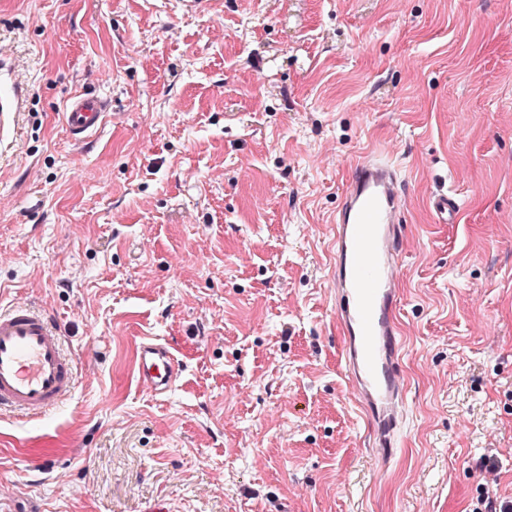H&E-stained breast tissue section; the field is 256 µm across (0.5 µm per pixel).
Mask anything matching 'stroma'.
<instances>
[{
	"label": "stroma",
	"mask_w": 512,
	"mask_h": 512,
	"mask_svg": "<svg viewBox=\"0 0 512 512\" xmlns=\"http://www.w3.org/2000/svg\"><path fill=\"white\" fill-rule=\"evenodd\" d=\"M0 72L26 93L0 133V306L48 314L77 368L59 410L0 415V512L512 500V0H0ZM76 92L111 102L84 146ZM374 147L409 189L386 462L331 292ZM147 336L183 366L162 396L134 380ZM432 208L438 217L439 223L454 224L459 213L456 199L448 194H440L433 198Z\"/></svg>",
	"instance_id": "stroma-1"
}]
</instances>
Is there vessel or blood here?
Wrapping results in <instances>:
<instances>
[{"label": "vessel or blood", "instance_id": "vessel-or-blood-1", "mask_svg": "<svg viewBox=\"0 0 512 512\" xmlns=\"http://www.w3.org/2000/svg\"><path fill=\"white\" fill-rule=\"evenodd\" d=\"M107 99L88 93L70 96L65 123L74 142L101 126ZM408 188L398 165L385 154L358 161L334 218L336 318L344 327V359L359 402L370 414L380 459L391 458L406 418L405 386L398 370L404 342L396 312L400 303V258ZM440 223L457 220L459 205L448 194L433 198ZM182 366L171 348L153 337L139 345L138 385L163 395L180 379ZM74 365L50 318L23 302L0 310V412L42 417L72 394Z\"/></svg>", "mask_w": 512, "mask_h": 512}]
</instances>
